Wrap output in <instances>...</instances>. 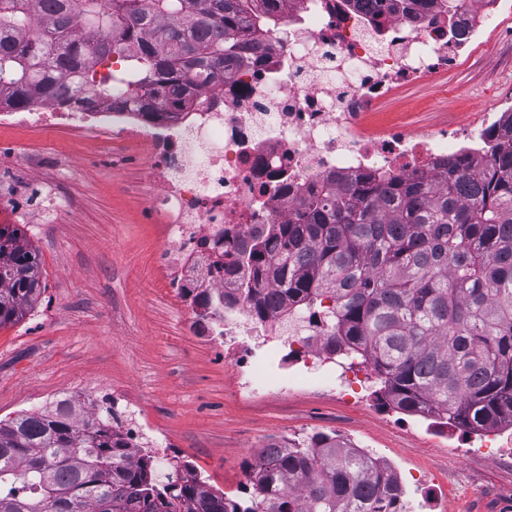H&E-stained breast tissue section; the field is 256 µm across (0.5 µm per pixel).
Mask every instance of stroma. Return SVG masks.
<instances>
[{
    "mask_svg": "<svg viewBox=\"0 0 512 512\" xmlns=\"http://www.w3.org/2000/svg\"><path fill=\"white\" fill-rule=\"evenodd\" d=\"M492 39V51L436 84L402 88L384 119L416 131L475 123L512 92V26L500 25ZM0 146V193L27 194L44 214L20 227L38 256L42 292L22 320L0 327V420L60 395L80 402L106 385L138 403L171 463L189 464L234 500L250 496L244 463L258 448L325 433L389 462L412 512H512V465L496 457L512 434L479 438L396 412L367 365L349 370L369 399L361 408L318 388L241 395L233 361L194 334L187 301L167 286L159 261L166 231L147 213L154 187L144 159L82 130L0 128ZM418 472L431 477L430 488L414 484Z\"/></svg>",
    "mask_w": 512,
    "mask_h": 512,
    "instance_id": "obj_1",
    "label": "stroma"
}]
</instances>
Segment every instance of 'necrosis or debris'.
<instances>
[{
    "mask_svg": "<svg viewBox=\"0 0 512 512\" xmlns=\"http://www.w3.org/2000/svg\"><path fill=\"white\" fill-rule=\"evenodd\" d=\"M507 10L505 0H467L455 23L433 21L420 0H287L258 49L223 83L200 92L189 108L148 120L113 99L63 111L44 99L0 107V127L68 125L106 131L147 153L156 187L148 208L167 228L164 263L177 288L215 293L233 283L213 265L204 241L224 229L248 232L280 224L327 178L345 184L366 176L422 179L449 159L488 160L512 128V98L468 128L440 124L425 133L379 123L377 107L408 84L428 83L484 45ZM204 330L238 348L242 387L284 395L315 383L359 406L344 363L333 362L323 326L289 313L257 323L245 304L208 316ZM288 347L303 367L289 380L261 371L256 337Z\"/></svg>",
    "mask_w": 512,
    "mask_h": 512,
    "instance_id": "obj_1",
    "label": "necrosis or debris"
}]
</instances>
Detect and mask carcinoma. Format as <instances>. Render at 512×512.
I'll use <instances>...</instances> for the list:
<instances>
[{"label":"carcinoma","instance_id":"1","mask_svg":"<svg viewBox=\"0 0 512 512\" xmlns=\"http://www.w3.org/2000/svg\"><path fill=\"white\" fill-rule=\"evenodd\" d=\"M284 2L0 0V104L89 107L120 84L163 115L223 82ZM112 55L121 70L89 77L91 59ZM220 257L255 317L307 313L397 410L464 432L512 428V141L427 182L329 179L288 223L224 231ZM40 293L35 251L1 224L0 327ZM246 474L251 496L236 501L187 466L158 480L96 414L59 406L0 420V512H407L387 464L328 434L259 450Z\"/></svg>","mask_w":512,"mask_h":512}]
</instances>
